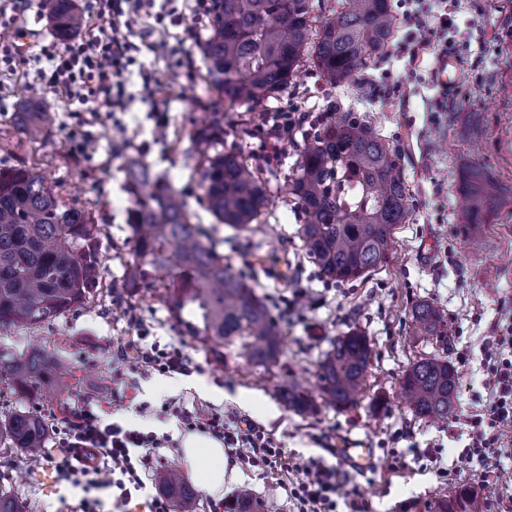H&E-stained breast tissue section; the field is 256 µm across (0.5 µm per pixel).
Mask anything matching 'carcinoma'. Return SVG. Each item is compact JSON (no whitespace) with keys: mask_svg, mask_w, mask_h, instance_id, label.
<instances>
[{"mask_svg":"<svg viewBox=\"0 0 512 512\" xmlns=\"http://www.w3.org/2000/svg\"><path fill=\"white\" fill-rule=\"evenodd\" d=\"M56 37L65 41L81 30L77 0H46ZM310 0H213L211 34L204 45L206 82L229 108H255L288 86L304 64L340 83L356 74L390 42L395 19L389 0H346L342 10L312 15ZM319 124L299 150L295 170L279 192L295 200L304 215L296 235L305 258L329 282L357 280L383 266L397 225L409 215L408 189L399 155L351 111ZM28 140L46 137L49 113L19 114ZM202 194L199 203L234 238L252 230L268 196L260 168L222 150L224 114L195 132ZM126 190L133 197L128 213L133 259L125 266L124 287L143 284L146 267L170 270L164 299L188 334L224 359L239 346L253 366H267L280 352V330L253 285L255 267L236 269L216 250L215 227L191 221L182 194L136 158L126 165ZM499 204L496 182L470 165L456 201V217L468 233L490 223ZM99 225L85 210L62 202L36 167L0 168V327L36 326L82 307L100 283ZM188 314L183 318L182 314ZM412 335L445 340L443 310L428 300L410 311ZM368 337L351 330L336 337L317 366L319 397L332 408L360 402L370 365ZM14 391L31 402L43 390L64 391L62 360L35 352L23 360L0 358V373ZM401 394L414 415L443 421L455 412L458 377L443 349L411 364ZM288 407L302 413L314 404L296 384L285 394ZM45 419L15 411L0 421V443L25 456L46 447ZM159 485L177 512H192L198 492L180 473L164 469ZM473 497L462 488L442 497L435 512H469Z\"/></svg>","mask_w":512,"mask_h":512,"instance_id":"carcinoma-1","label":"carcinoma"}]
</instances>
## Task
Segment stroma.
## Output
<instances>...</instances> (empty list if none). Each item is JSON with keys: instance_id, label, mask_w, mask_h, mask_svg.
Listing matches in <instances>:
<instances>
[{"instance_id": "35a3bbf8", "label": "stroma", "mask_w": 512, "mask_h": 512, "mask_svg": "<svg viewBox=\"0 0 512 512\" xmlns=\"http://www.w3.org/2000/svg\"><path fill=\"white\" fill-rule=\"evenodd\" d=\"M450 46L462 62L454 95L441 97L433 82L432 56L408 64L395 51L412 31L396 24L384 54L348 82L334 84L303 67L288 87L250 113L251 132L240 135V110L226 111L208 92L203 77L187 81L159 59L143 65L160 92L166 110V135L154 139L156 115L150 103L135 99L121 123L100 118L92 151L73 147L70 107L62 95L42 89L25 74L0 72V165H36L68 205L83 207L98 224L101 285L84 306L37 326L0 329V357L17 359L33 349L66 360L75 370L62 397L33 404L10 391L0 373V415L19 409L40 414L56 425L85 401L112 408V377L121 367V350L139 336L148 343H181L190 360L185 374H152L126 388L136 401L170 400L209 412H233L281 442L288 455L337 465V443L371 449L373 463L350 473L346 488L363 512H434L441 494L462 486L475 488L485 512L500 493L482 484L459 454L468 442L466 415L486 403L484 345L512 326V0H461ZM35 102L53 118L50 136L32 143L17 128L23 103ZM364 115L382 141L395 146L400 172L409 189L410 213L395 230L387 265L367 278L344 283L321 279L309 263L282 281L283 249L301 252L296 237L303 215L279 192L253 224L250 239L262 246L263 272L257 293L273 314L289 311L282 326L281 354L264 368L248 366L239 355L218 363L186 335L165 300V273L149 270L136 294L123 286L132 258L124 166L135 157L168 178L189 204L194 221L211 224L199 202V157L193 135L206 116L224 115V148L260 166L270 183L283 182L298 159L295 148L270 164L261 163L260 127L265 113H323L330 105ZM483 166L500 188L502 205L481 234L466 239L455 217L462 163ZM420 300L440 306L448 318V353L459 378L456 412L443 423L414 417L400 397V381L410 364L438 351L439 342L413 339L410 310ZM357 329L370 339L372 357L363 400L345 410L320 408L301 414L288 408L282 394L292 379L315 384L317 364L330 342ZM140 420L145 430L169 434L158 449L153 469L182 466V435L176 420ZM241 484L225 494L249 488L263 512H293L292 473L279 467L242 468ZM0 489L12 493L26 512H72L81 490L61 482L46 457L29 458L0 447Z\"/></svg>"}]
</instances>
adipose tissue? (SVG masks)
I'll return each mask as SVG.
<instances>
[{
  "instance_id": "obj_1",
  "label": "adipose tissue",
  "mask_w": 512,
  "mask_h": 512,
  "mask_svg": "<svg viewBox=\"0 0 512 512\" xmlns=\"http://www.w3.org/2000/svg\"><path fill=\"white\" fill-rule=\"evenodd\" d=\"M182 453L190 477L198 482L206 493H221L225 485L237 482V469L231 466L220 443L189 435L183 440Z\"/></svg>"
}]
</instances>
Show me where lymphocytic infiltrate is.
Here are the masks:
<instances>
[{
    "instance_id": "obj_1",
    "label": "lymphocytic infiltrate",
    "mask_w": 512,
    "mask_h": 512,
    "mask_svg": "<svg viewBox=\"0 0 512 512\" xmlns=\"http://www.w3.org/2000/svg\"><path fill=\"white\" fill-rule=\"evenodd\" d=\"M179 10L174 0H92L89 21L81 34L63 51H46L50 63L42 71L45 88L69 98L92 102L99 112H123L128 98L126 79L139 55L152 53L168 60L172 69L192 77L195 62L185 48L196 39L211 16L209 0H185ZM436 8L407 12L405 23L412 29L429 28L426 38H412L401 44L400 52L416 61L428 52H448V30L453 25L457 0H437ZM434 27H427V20ZM182 28L181 37L166 36L168 27ZM319 116L307 112H272L265 116V137L261 159L270 163L285 154L298 132L319 123ZM489 394L485 409L467 416L470 442L461 452L467 460L483 465L482 481H500L502 447L512 435V333L500 336L486 350ZM129 372L148 375L188 371L183 349L173 345H139L127 360ZM139 416L175 413L183 429L201 431L222 439L241 463L253 467L287 465L296 474L291 496L295 512H336L337 497L344 485L340 472L304 458H286L278 443L257 425L242 423L231 413H204L187 409L171 410L169 403L155 407L136 406ZM55 452L50 462L60 480L97 490H115L117 504H128L144 489L142 475L151 453L164 440L154 432L105 421L98 410L87 407L52 430Z\"/></svg>"
}]
</instances>
